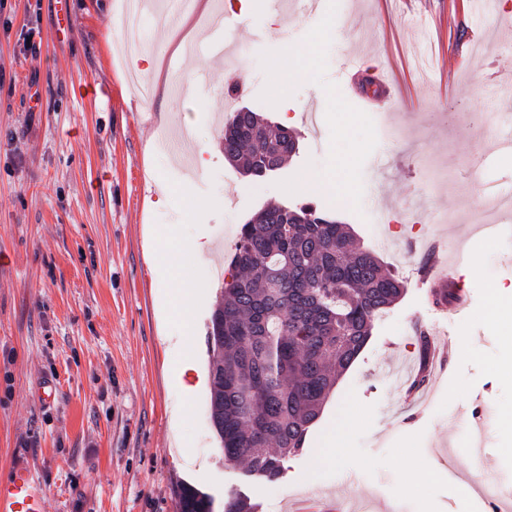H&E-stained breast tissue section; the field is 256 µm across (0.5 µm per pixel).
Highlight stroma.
I'll return each mask as SVG.
<instances>
[{"instance_id": "1", "label": "stroma", "mask_w": 512, "mask_h": 512, "mask_svg": "<svg viewBox=\"0 0 512 512\" xmlns=\"http://www.w3.org/2000/svg\"><path fill=\"white\" fill-rule=\"evenodd\" d=\"M145 12L138 52L120 45L124 0H0V475L30 467L47 512H176L180 485L223 504L244 494L256 512L318 503L325 512L359 502L371 512H491L449 472L469 474V438L486 430V473L512 503V431L496 422L512 410V353L484 312L491 284L512 285V223L479 265L456 273L469 303L436 309L416 280L438 241L455 261L465 216L485 189L512 200V156L498 152L512 103L496 83L512 79V0L496 19L470 0H327L322 17L269 10L267 0H212L186 22ZM246 24L233 41L231 71L210 69L203 39L221 11ZM352 28H344L341 14ZM429 27L415 41L407 25ZM303 78H291L298 60ZM368 78L386 72L411 109L360 102L352 65ZM240 79L232 107L220 93ZM199 78V95L179 98ZM288 123L295 155L262 177L224 157L232 111ZM188 124L210 145L205 167L184 174L159 147ZM344 166L349 191L298 186L312 172ZM208 208L191 212L193 199ZM311 205L351 228L405 285L374 321L371 336L338 377L305 443L283 463L277 497L264 479L229 463L215 429L197 439L194 415L210 408V319L231 282L242 225L271 206ZM177 231L186 249L150 252L143 227ZM201 243V251L190 243ZM209 266L213 286H197ZM172 299L191 291L189 320H159V280ZM453 346L445 370L410 393L401 365L422 370L421 335ZM468 352H458L461 341ZM56 387L41 395L44 383ZM360 421L343 456L316 464L348 409ZM430 470L422 488L406 479L400 450Z\"/></svg>"}]
</instances>
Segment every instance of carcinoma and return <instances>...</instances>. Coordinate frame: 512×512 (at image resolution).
I'll return each mask as SVG.
<instances>
[{"mask_svg": "<svg viewBox=\"0 0 512 512\" xmlns=\"http://www.w3.org/2000/svg\"><path fill=\"white\" fill-rule=\"evenodd\" d=\"M288 128L256 112L224 125V157L260 176L295 151ZM234 266L211 318L210 419L224 457L249 460L248 474L273 482L343 372L370 336L376 314L403 285L352 233L312 206L257 212L240 229ZM178 512H215L191 485L177 491Z\"/></svg>", "mask_w": 512, "mask_h": 512, "instance_id": "obj_1", "label": "carcinoma"}]
</instances>
